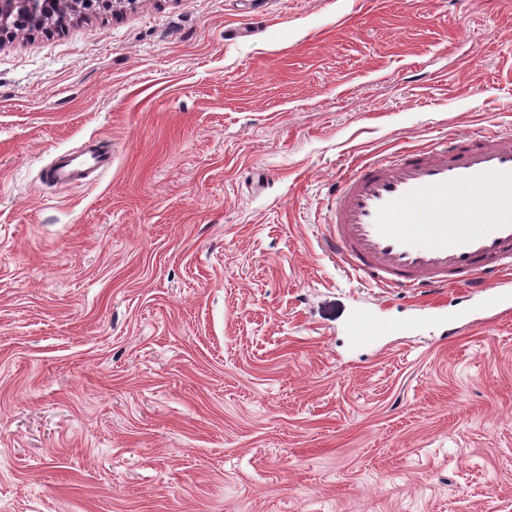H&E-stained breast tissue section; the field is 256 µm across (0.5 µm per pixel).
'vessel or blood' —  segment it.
I'll return each mask as SVG.
<instances>
[{
  "instance_id": "b4317fda",
  "label": "vessel or blood",
  "mask_w": 512,
  "mask_h": 512,
  "mask_svg": "<svg viewBox=\"0 0 512 512\" xmlns=\"http://www.w3.org/2000/svg\"><path fill=\"white\" fill-rule=\"evenodd\" d=\"M111 165V145L97 140L57 154L44 179L84 186ZM324 247L373 288H461L503 305L512 297V134L459 133L356 167L336 184ZM401 328L363 316L349 334L361 342Z\"/></svg>"
}]
</instances>
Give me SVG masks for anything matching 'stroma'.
<instances>
[{
    "mask_svg": "<svg viewBox=\"0 0 512 512\" xmlns=\"http://www.w3.org/2000/svg\"><path fill=\"white\" fill-rule=\"evenodd\" d=\"M486 129L512 0H124L1 41L0 512H512V307L322 248L343 171ZM92 139L109 171L44 184ZM367 314L408 327L353 342Z\"/></svg>",
    "mask_w": 512,
    "mask_h": 512,
    "instance_id": "obj_1",
    "label": "stroma"
}]
</instances>
